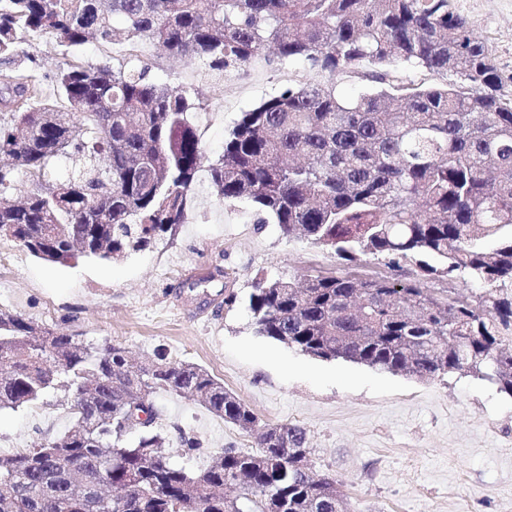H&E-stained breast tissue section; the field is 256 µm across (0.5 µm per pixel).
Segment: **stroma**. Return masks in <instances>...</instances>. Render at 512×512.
Listing matches in <instances>:
<instances>
[{
	"instance_id": "obj_1",
	"label": "stroma",
	"mask_w": 512,
	"mask_h": 512,
	"mask_svg": "<svg viewBox=\"0 0 512 512\" xmlns=\"http://www.w3.org/2000/svg\"><path fill=\"white\" fill-rule=\"evenodd\" d=\"M488 44L512 96V0H448ZM152 75L198 94L195 124L208 160L218 159L241 112L282 88L307 80L297 62L271 51L238 72L214 79L203 69L139 47ZM414 280L417 269L370 259L343 266L333 250L286 239L275 225L255 223L241 201L227 206L200 171L184 223L151 250L117 263H51L0 239V311L41 329L124 346L136 363L168 358L204 367L263 423L301 427L320 475L336 477L347 512H512V396L479 378L448 374L417 380L364 365L313 359L257 334L247 311L257 276L284 279L340 272ZM237 300L225 306V291ZM158 425L173 464L195 470L227 448L252 450L239 432L186 396L157 392ZM73 423L65 394L0 412V455L63 434ZM201 453L185 456L181 435Z\"/></svg>"
}]
</instances>
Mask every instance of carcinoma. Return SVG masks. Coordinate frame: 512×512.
I'll return each mask as SVG.
<instances>
[{"mask_svg":"<svg viewBox=\"0 0 512 512\" xmlns=\"http://www.w3.org/2000/svg\"><path fill=\"white\" fill-rule=\"evenodd\" d=\"M37 36L67 50L90 41L134 52L151 43L221 75L274 46L311 75L241 113L208 165L221 203L247 201L258 224L329 247L344 264L369 256L414 263L425 279L486 286L451 301L421 284L345 274L260 279L249 296L256 332L300 351L432 378L490 376L512 394V98L485 40L448 0H0V60ZM400 61L438 79L406 83ZM135 57L117 68L66 60L54 96L27 70H0V224L33 256L119 261L182 224L206 153L190 121L199 104L156 81ZM368 83L346 98L336 87ZM454 81H448V76ZM75 112L72 124L59 119ZM74 166L57 175L60 158ZM22 174L24 205L7 201ZM0 311V410L50 389L74 422L41 448L0 455V512H100L86 495L97 466L112 512H338L336 479L298 465L297 426L269 425L202 367L164 356L132 369L124 347ZM188 395L250 434L203 469L161 451L153 394Z\"/></svg>","mask_w":512,"mask_h":512,"instance_id":"1","label":"carcinoma"}]
</instances>
